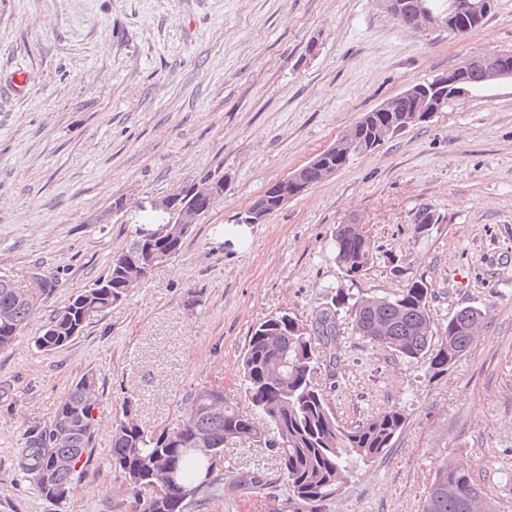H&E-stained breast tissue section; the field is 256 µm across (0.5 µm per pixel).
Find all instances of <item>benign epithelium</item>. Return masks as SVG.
Returning <instances> with one entry per match:
<instances>
[{"mask_svg":"<svg viewBox=\"0 0 512 512\" xmlns=\"http://www.w3.org/2000/svg\"><path fill=\"white\" fill-rule=\"evenodd\" d=\"M494 6V0H448V10L443 14H436L424 8L420 13L418 24H407V27L417 31H432L441 29H455L459 21L466 15L488 14ZM475 68L482 69L484 81L495 84L503 79L512 77V50L493 51L482 57L468 58L460 65L435 78L425 86L418 88L408 87L402 93L387 98L376 106L377 112H403L401 125L386 124L380 127L376 144L363 147L371 150L375 145L384 142L395 135L397 129H404L411 124L425 122L436 112L440 111L448 100L458 98L467 93L469 72ZM315 171V182L326 181L336 175V166L325 160L323 154H318L303 167H297L286 177L270 185L268 196L273 198L276 208L281 209L290 201L304 194L312 184L305 182L304 175L309 169ZM184 195V188L161 196L152 202L153 210L169 214L177 212L175 223L158 224L150 231L139 233L144 250L138 258L129 261V285L137 284L144 275L148 274L158 265L164 263L166 255L157 251L154 243L160 238L174 236L177 232L191 229L203 216V212L192 206H177V201ZM273 213L267 203L255 200L239 217L241 224H263Z\"/></svg>","mask_w":512,"mask_h":512,"instance_id":"7a95c632","label":"benign epithelium"}]
</instances>
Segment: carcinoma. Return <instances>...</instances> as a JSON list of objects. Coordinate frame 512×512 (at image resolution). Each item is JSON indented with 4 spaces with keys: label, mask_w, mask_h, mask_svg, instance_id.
<instances>
[{
    "label": "carcinoma",
    "mask_w": 512,
    "mask_h": 512,
    "mask_svg": "<svg viewBox=\"0 0 512 512\" xmlns=\"http://www.w3.org/2000/svg\"><path fill=\"white\" fill-rule=\"evenodd\" d=\"M401 21L419 16V0H395ZM387 112L368 111L356 124L359 144H367L376 126L389 121ZM331 252L344 276L352 280L376 257L371 236L351 220L336 226ZM140 242L133 238L113 253L107 271L91 287L51 316L34 344L53 351L81 334L90 320L125 297L122 262L137 256ZM45 287L23 296L6 275H0V349L12 346L57 279L42 275ZM430 288L422 280L407 285L394 297L372 296L351 304L355 329L369 341L388 348L408 362L423 361L429 370H448L469 350L487 311L468 306L457 310L433 337L429 308ZM349 296L337 289L332 305L307 321L288 313L268 317L252 328L242 357V385L253 410L274 430L266 438L253 432V418L224 397V412L209 409L211 388L193 393L194 413L169 432L155 433L141 424L121 419L112 434V467L138 499L139 512H189L190 507L215 495L235 497L263 485L258 470L242 472L229 488L219 482L213 456H224L228 445L248 441L270 449L278 459L291 495L288 512H328L350 469L393 447L402 430L401 410L389 408L354 425L339 421L323 389L313 382L322 354L328 366L337 364L341 333L340 307ZM98 406L97 380L85 375L70 388L49 425L31 430L21 449L18 471L48 498L67 496L73 481L84 472L95 433L93 412ZM173 474V485L162 498L149 486L153 476ZM421 512H493V507L470 475L443 461L436 469Z\"/></svg>",
    "instance_id": "carcinoma-1"
}]
</instances>
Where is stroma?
Instances as JSON below:
<instances>
[{
	"label": "stroma",
	"mask_w": 512,
	"mask_h": 512,
	"mask_svg": "<svg viewBox=\"0 0 512 512\" xmlns=\"http://www.w3.org/2000/svg\"><path fill=\"white\" fill-rule=\"evenodd\" d=\"M510 49L512 0L455 37L401 27L381 0H0V274L21 289L39 274L58 281L0 350V512H135L110 465L126 404L152 431L182 420L204 386L250 413L240 368L254 325L279 312L309 319L340 287L392 296L420 279L435 327L465 306L485 308L487 321L435 374L359 335L340 309L338 362L316 382L343 423L396 407L404 425L330 512H421L446 460L495 512H512V80L453 100L266 223L237 221L384 99ZM207 174L223 177L224 192L178 255L75 340L37 351L49 316L147 227L152 200ZM118 197L129 208L115 214ZM423 209L437 222L421 233ZM352 216L377 257L349 281L329 242ZM86 374L100 395L89 461L67 498L49 499L16 458ZM253 468L262 490L191 512H273L288 483L269 449L229 446L221 481Z\"/></svg>",
	"instance_id": "stroma-1"
}]
</instances>
